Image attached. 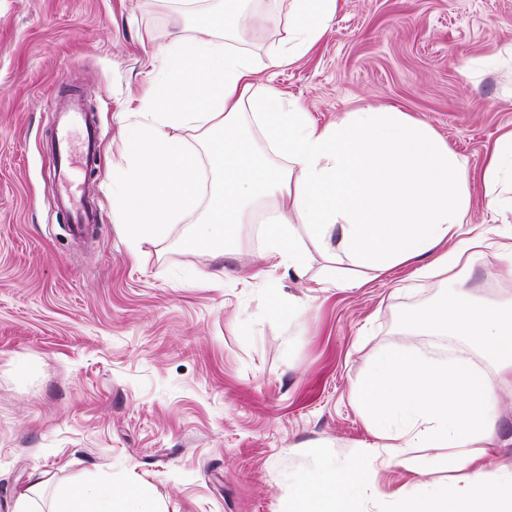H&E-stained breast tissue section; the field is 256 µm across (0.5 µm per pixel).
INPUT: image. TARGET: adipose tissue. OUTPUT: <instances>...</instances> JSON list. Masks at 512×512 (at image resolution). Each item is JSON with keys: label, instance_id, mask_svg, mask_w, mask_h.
<instances>
[{"label": "adipose tissue", "instance_id": "obj_1", "mask_svg": "<svg viewBox=\"0 0 512 512\" xmlns=\"http://www.w3.org/2000/svg\"><path fill=\"white\" fill-rule=\"evenodd\" d=\"M341 0H292L288 41L269 53L266 68L305 56L322 38ZM236 14L224 13V29L202 20L195 36L173 35L164 48L167 76L154 83L146 122L126 139V162L112 168V184L125 233L133 245L158 239L165 225L196 207L201 170L175 131L219 128L209 145L221 183L209 218L187 243H224L233 227L251 224L259 211L274 217L264 227L263 257L271 268L303 277L308 235L331 265L327 283L356 287L341 275L342 260L383 275L414 261L426 277L445 274L457 284L458 267L475 248L493 249L512 263V227H471L470 175L429 126L397 109L368 108L318 126L309 112L256 84V64L231 40ZM260 128L264 146L244 129ZM481 179L488 209L512 210V130L487 160ZM421 327L466 337L495 367L494 377L464 363L438 364L404 353L377 357L362 385L376 443L349 467L323 460L298 481L294 512H362L352 489L371 486L379 469L408 466L415 448H444L463 471L455 491L396 497L395 512H512V472L483 459L512 447L501 432L498 389L512 385V300L493 306L472 301L456 287L425 309ZM51 512H161L148 486L119 497L111 486L89 483L59 493Z\"/></svg>", "mask_w": 512, "mask_h": 512}]
</instances>
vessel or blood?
Here are the masks:
<instances>
[{
	"label": "vessel or blood",
	"instance_id": "obj_1",
	"mask_svg": "<svg viewBox=\"0 0 512 512\" xmlns=\"http://www.w3.org/2000/svg\"><path fill=\"white\" fill-rule=\"evenodd\" d=\"M64 111L66 120L60 123L54 144L59 177L52 184L51 191L57 202L73 214L75 230L80 233L85 230L86 226L96 223L97 210L91 202H75L66 187L65 176L73 165L69 131L71 125H81L85 136V150L90 153L93 152L97 142L98 128L93 116L82 110L74 99L69 98L65 100Z\"/></svg>",
	"mask_w": 512,
	"mask_h": 512
}]
</instances>
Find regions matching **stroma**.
Segmentation results:
<instances>
[{"label":"stroma","mask_w":512,"mask_h":512,"mask_svg":"<svg viewBox=\"0 0 512 512\" xmlns=\"http://www.w3.org/2000/svg\"><path fill=\"white\" fill-rule=\"evenodd\" d=\"M265 3L234 41L259 64L288 38L289 0H251ZM194 28L164 0H0V512L35 466L58 488L151 486L163 512H288L296 477L326 458L353 464L374 442L360 387L377 356L467 359L495 374L465 337L417 325L452 284L417 278L416 264L358 268L361 287L325 288L329 261L309 240L310 267L294 279L262 256L265 213L224 250L185 247L211 192L194 129L179 135L204 173L197 208L155 243L130 244L112 167L150 109L170 33ZM256 79L321 126L390 106L425 122L472 175L471 223L512 224L486 210L480 179L512 130V0H344L311 52ZM64 98L98 127L95 153L75 147L69 174L99 214L86 242L49 191ZM462 277L512 295V268L492 252ZM292 301L304 306L295 319ZM427 454V473L380 470L362 493L368 512H387L398 489L454 483L443 452Z\"/></svg>","instance_id":"obj_1"}]
</instances>
